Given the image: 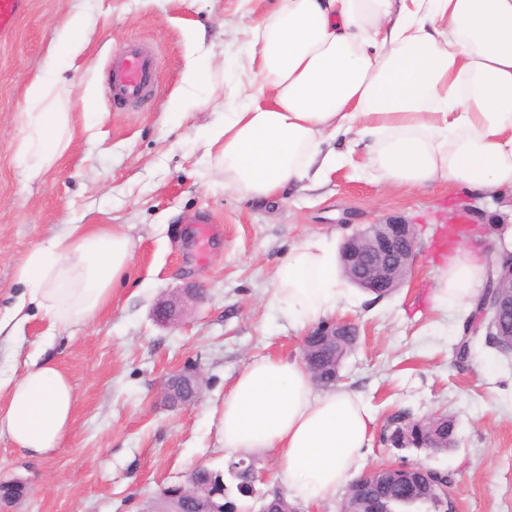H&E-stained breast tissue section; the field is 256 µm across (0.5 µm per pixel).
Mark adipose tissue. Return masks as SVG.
Segmentation results:
<instances>
[{"instance_id":"obj_1","label":"adipose tissue","mask_w":512,"mask_h":512,"mask_svg":"<svg viewBox=\"0 0 512 512\" xmlns=\"http://www.w3.org/2000/svg\"><path fill=\"white\" fill-rule=\"evenodd\" d=\"M85 13L72 14L26 91L31 133L17 147L36 182L73 140L62 64L83 53ZM231 65L224 120L205 133L211 165L240 197L268 199L289 185L315 186L363 153L384 187L453 182L474 194L512 188V0H278L246 27ZM348 142L336 151V139ZM134 242L120 227L68 224L18 269L24 290L11 309L52 323L85 324L112 300ZM486 259L457 249L433 269L435 307L473 305ZM270 298L305 328L332 316L343 292L336 247L303 238L278 264ZM0 436L24 455L59 448L73 422L72 384L55 364H33L8 382ZM376 418L344 387L316 391L303 363L251 360L218 411L225 451H274L289 499L331 501L360 469Z\"/></svg>"}]
</instances>
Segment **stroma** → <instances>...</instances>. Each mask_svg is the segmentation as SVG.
Returning a JSON list of instances; mask_svg holds the SVG:
<instances>
[{"label": "stroma", "instance_id": "obj_1", "mask_svg": "<svg viewBox=\"0 0 512 512\" xmlns=\"http://www.w3.org/2000/svg\"><path fill=\"white\" fill-rule=\"evenodd\" d=\"M273 0H29L12 33L0 37V318L23 287L16 268L66 224H120L135 250L112 301L84 325H52L30 311L17 332L0 333V379L20 378L33 362L54 361L75 391L73 424L59 448L35 460L0 437V483L24 493L9 512H138L165 486L203 464L223 470L216 409L252 359H300L302 329L271 308L273 271L304 236L342 244L356 228L401 220L419 246L404 284L374 300L346 286L338 317L360 338L341 370L384 427L397 411L454 416L456 445L432 454L372 441L364 471L422 463L450 472L456 512H512V354L476 338L456 362L469 309H434L432 268L441 226L466 223L456 184L387 191L356 165L333 172L313 191L290 190L261 202L225 191L205 159L202 129L224 118V66L235 59L248 18ZM91 18L88 43L69 70L74 138L41 181L26 182L16 156L30 130L21 120L26 89L43 68L61 23ZM159 66L151 105L113 109L108 62L130 46ZM212 67L207 107L175 113L190 61ZM97 98L84 113L87 87ZM214 221L207 242L193 222ZM184 301L177 324L156 317L159 303ZM199 369L200 401L169 407L170 374Z\"/></svg>", "mask_w": 512, "mask_h": 512}]
</instances>
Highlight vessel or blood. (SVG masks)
<instances>
[{
  "instance_id": "1",
  "label": "vessel or blood",
  "mask_w": 512,
  "mask_h": 512,
  "mask_svg": "<svg viewBox=\"0 0 512 512\" xmlns=\"http://www.w3.org/2000/svg\"><path fill=\"white\" fill-rule=\"evenodd\" d=\"M27 0H0V35L10 33L24 14ZM155 61L137 49L114 60L110 69L112 102L116 105L148 101L153 86Z\"/></svg>"
}]
</instances>
